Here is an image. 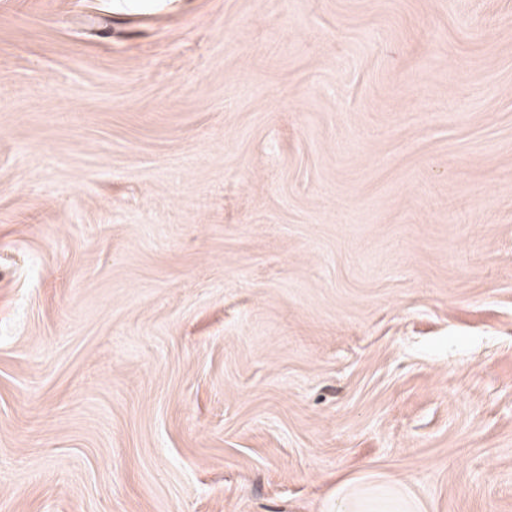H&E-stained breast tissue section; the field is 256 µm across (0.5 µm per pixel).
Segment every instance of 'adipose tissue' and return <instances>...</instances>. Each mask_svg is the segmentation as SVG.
I'll list each match as a JSON object with an SVG mask.
<instances>
[{"instance_id":"1","label":"adipose tissue","mask_w":512,"mask_h":512,"mask_svg":"<svg viewBox=\"0 0 512 512\" xmlns=\"http://www.w3.org/2000/svg\"><path fill=\"white\" fill-rule=\"evenodd\" d=\"M332 512H418L413 501L401 491L383 482H363L357 485L342 481L336 486V501Z\"/></svg>"}]
</instances>
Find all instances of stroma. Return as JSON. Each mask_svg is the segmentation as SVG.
I'll list each match as a JSON object with an SVG mask.
<instances>
[{
  "label": "stroma",
  "instance_id": "35a3bbf8",
  "mask_svg": "<svg viewBox=\"0 0 512 512\" xmlns=\"http://www.w3.org/2000/svg\"><path fill=\"white\" fill-rule=\"evenodd\" d=\"M0 0V512H512V0ZM336 485V501L330 512H420L413 501L381 481Z\"/></svg>",
  "mask_w": 512,
  "mask_h": 512
}]
</instances>
